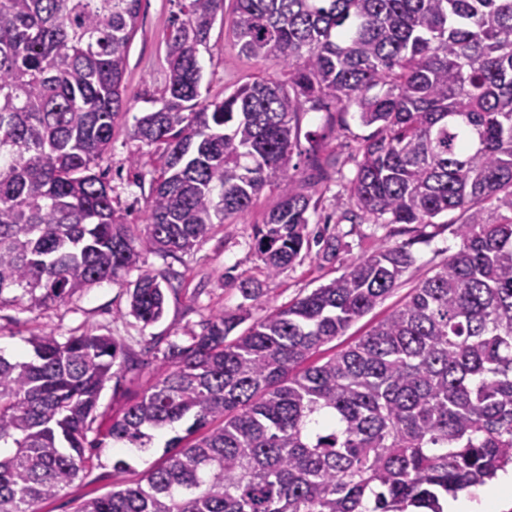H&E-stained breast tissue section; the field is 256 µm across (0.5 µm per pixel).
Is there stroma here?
Wrapping results in <instances>:
<instances>
[{
	"mask_svg": "<svg viewBox=\"0 0 512 512\" xmlns=\"http://www.w3.org/2000/svg\"><path fill=\"white\" fill-rule=\"evenodd\" d=\"M178 7L175 0H141L138 28L127 58L124 85L130 115L116 126L112 143L100 162L115 187L120 205L134 222H142L150 182L157 165L154 148L130 137L133 118L148 111L161 89L166 71L164 34ZM203 88L209 97L223 98L238 85L258 74L278 75L275 60L256 61L239 54L230 28L214 26L210 49L202 53ZM303 139L294 161L300 171L323 187L315 223L308 233L314 242L302 258L277 276H268L254 250V229L276 206L279 193L264 190L242 217L214 225L206 239L191 252L172 258L143 250L138 268L129 271L122 283L103 282L74 295L68 303L51 308H28L7 304L0 307V354L16 358L28 356L32 333L46 330L61 337L84 332L109 335L137 354L139 368L121 372L108 381L101 392L99 409L112 415L140 399L153 384L163 355L170 345H189L200 335L204 322L221 309H234L243 298L239 279L250 278L265 288L272 305L280 306L309 294L319 285L342 274L355 259L371 254L383 242L406 246L414 257L399 286L376 308L353 324L344 336L327 344L326 353L346 348L395 306L404 302L411 289L458 248L453 234L462 215L454 211L436 218L434 224H353L340 221L349 204L342 185L353 178L358 149L371 133L356 118L339 122L337 114L307 113L302 122ZM138 156L137 171H130L129 159ZM337 158V166L313 165V158ZM336 234L339 249L335 257H324L316 237L320 230ZM162 273L172 286L166 291L165 314L153 324H144L129 313V295L141 272ZM183 427L159 434L152 448L140 451L104 442L93 452L91 469L81 473L69 487L42 505V512H76L80 502L112 488V463L125 458L131 465L127 481L142 478L163 460L166 440L183 434Z\"/></svg>",
	"mask_w": 512,
	"mask_h": 512,
	"instance_id": "35a3bbf8",
	"label": "stroma"
}]
</instances>
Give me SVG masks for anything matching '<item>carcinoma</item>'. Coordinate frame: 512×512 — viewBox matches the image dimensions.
<instances>
[{"label": "carcinoma", "mask_w": 512, "mask_h": 512, "mask_svg": "<svg viewBox=\"0 0 512 512\" xmlns=\"http://www.w3.org/2000/svg\"><path fill=\"white\" fill-rule=\"evenodd\" d=\"M141 0H0V306L62 305L120 283L140 248L192 251L244 215L271 276L301 258L321 192L292 164L310 111L354 112L360 146L343 219L431 224L460 210L459 248L355 344L332 342L413 264L383 243L309 294L221 310L106 426L145 449L187 435L139 481L77 512H441L440 501L512 467V0H234L239 53L276 60L224 99L202 96L200 51L224 0H176L159 107L133 138L159 152L144 223L96 171L130 108L123 79ZM161 273L140 275L130 313L159 321ZM21 290L11 297L6 293ZM259 316L241 333L237 328ZM34 357L0 354V512H41L92 457L101 390L137 358L114 338L41 331Z\"/></svg>", "instance_id": "1"}]
</instances>
